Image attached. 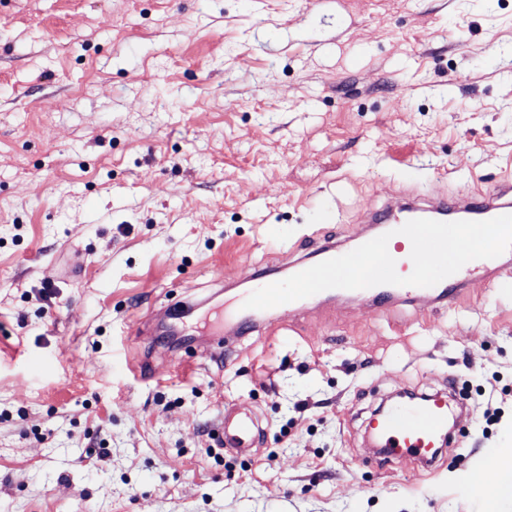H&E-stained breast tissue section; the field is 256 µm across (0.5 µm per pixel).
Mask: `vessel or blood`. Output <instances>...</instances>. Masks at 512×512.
<instances>
[{
	"instance_id": "obj_1",
	"label": "vessel or blood",
	"mask_w": 512,
	"mask_h": 512,
	"mask_svg": "<svg viewBox=\"0 0 512 512\" xmlns=\"http://www.w3.org/2000/svg\"><path fill=\"white\" fill-rule=\"evenodd\" d=\"M502 215H512V177L502 179L493 191L487 193L443 192L426 197L422 192L408 190L404 193L402 204L371 211L370 218L372 223L385 224L393 230L392 242L397 254L395 270L398 275L405 277L413 270L410 258L412 244L400 234L399 229L408 221L420 218L442 222L485 221ZM366 293L376 299L401 293L424 303L444 298L453 304L460 298L459 291L450 288L444 281L431 287L378 285L367 288ZM260 317L258 310L234 305L227 313L214 315V333L218 337L223 335L225 320L249 323ZM451 411L447 396L439 393L424 401L394 405L373 418L369 428L378 438L386 456L400 461L413 456L429 462L434 459L437 448L444 445ZM221 429L225 447L235 449L243 456L250 454L263 434L258 418L245 411L225 412Z\"/></svg>"
}]
</instances>
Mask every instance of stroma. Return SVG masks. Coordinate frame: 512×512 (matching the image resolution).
I'll use <instances>...</instances> for the list:
<instances>
[{"label": "stroma", "mask_w": 512, "mask_h": 512, "mask_svg": "<svg viewBox=\"0 0 512 512\" xmlns=\"http://www.w3.org/2000/svg\"><path fill=\"white\" fill-rule=\"evenodd\" d=\"M509 175L512 0H0V512H483L451 476L512 448V277L272 312L220 360L209 317L391 191ZM182 301L193 342L137 336ZM445 391L433 465L374 454L391 396ZM221 429L224 432V447L234 448L243 456L250 454L263 434L258 418L245 411L234 413L225 410Z\"/></svg>", "instance_id": "obj_1"}]
</instances>
